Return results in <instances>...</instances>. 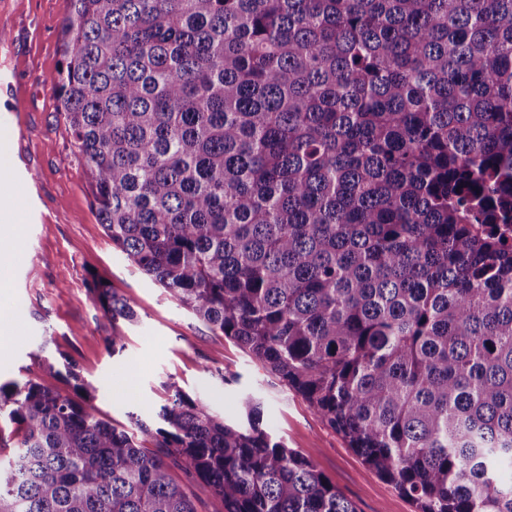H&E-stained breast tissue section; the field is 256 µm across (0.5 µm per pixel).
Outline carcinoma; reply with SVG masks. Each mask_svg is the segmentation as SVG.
Here are the masks:
<instances>
[{"instance_id": "obj_1", "label": "carcinoma", "mask_w": 512, "mask_h": 512, "mask_svg": "<svg viewBox=\"0 0 512 512\" xmlns=\"http://www.w3.org/2000/svg\"><path fill=\"white\" fill-rule=\"evenodd\" d=\"M53 83L107 236L418 512H512V0H70ZM117 329L136 313L95 280ZM0 382V512H356L176 384L158 452ZM171 474L195 500L198 512H224V504L210 495L203 486L177 466L171 464Z\"/></svg>"}]
</instances>
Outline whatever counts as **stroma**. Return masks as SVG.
Masks as SVG:
<instances>
[{
	"label": "stroma",
	"instance_id": "stroma-1",
	"mask_svg": "<svg viewBox=\"0 0 512 512\" xmlns=\"http://www.w3.org/2000/svg\"><path fill=\"white\" fill-rule=\"evenodd\" d=\"M68 0H0V58L15 73L0 105V187L18 189L13 221L0 237L15 238L11 261L0 266V314L20 313L29 339L0 334V379L35 378L61 394L72 388L45 369L40 354L66 358L96 388L100 418L125 428L143 423L151 435L170 393L168 383L207 399L226 420L240 418L238 399L261 398L274 436L313 460L356 512H416L414 504L370 468L268 367L223 334L211 331L165 288L129 266L99 223L88 172L59 113L50 78L61 63V23ZM106 280L137 313L112 326L93 300L91 277ZM119 332L123 349L107 339Z\"/></svg>",
	"mask_w": 512,
	"mask_h": 512
}]
</instances>
